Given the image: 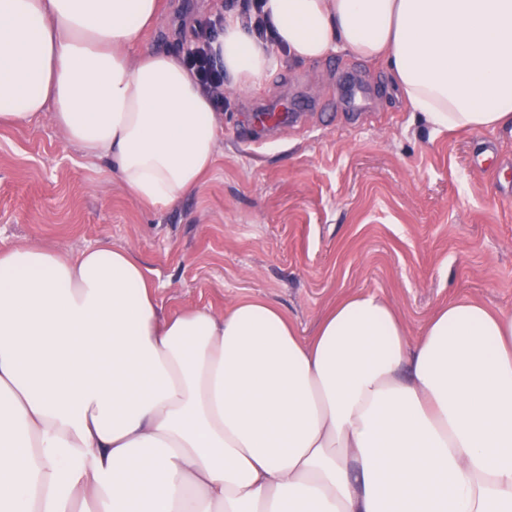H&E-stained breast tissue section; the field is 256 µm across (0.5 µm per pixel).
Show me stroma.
I'll list each match as a JSON object with an SVG mask.
<instances>
[{"instance_id":"obj_1","label":"stroma","mask_w":512,"mask_h":512,"mask_svg":"<svg viewBox=\"0 0 512 512\" xmlns=\"http://www.w3.org/2000/svg\"><path fill=\"white\" fill-rule=\"evenodd\" d=\"M225 0H162L145 45L183 51ZM370 91L362 111L341 73ZM280 100L310 108L254 131ZM216 163L174 208L147 209L65 144L50 121L0 127V240L75 255L107 241L132 251L164 311L243 299L280 307L303 337L342 299L371 293L409 338L448 303L512 311V132L435 131L391 92L385 66L343 51L286 62L228 98Z\"/></svg>"}]
</instances>
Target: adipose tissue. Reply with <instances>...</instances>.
<instances>
[{
  "label": "adipose tissue",
  "instance_id": "1",
  "mask_svg": "<svg viewBox=\"0 0 512 512\" xmlns=\"http://www.w3.org/2000/svg\"><path fill=\"white\" fill-rule=\"evenodd\" d=\"M224 15L228 94L283 60L380 61L435 130L512 128V0H263ZM160 0H0V125L50 118L164 210L222 127ZM0 512H512V312L467 300L410 340L375 294L299 336L271 303L163 312L142 263L0 240Z\"/></svg>",
  "mask_w": 512,
  "mask_h": 512
}]
</instances>
